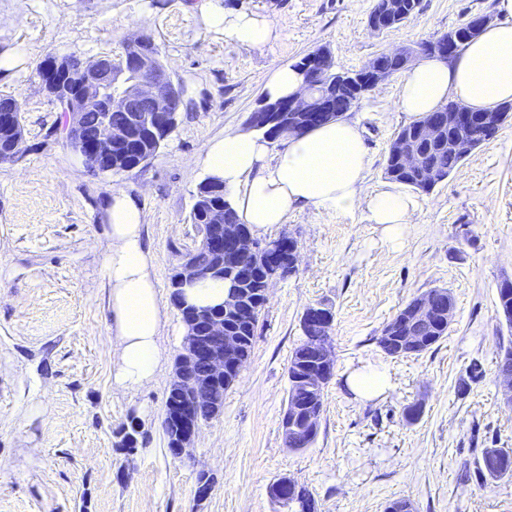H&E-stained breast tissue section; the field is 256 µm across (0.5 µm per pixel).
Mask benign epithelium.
Masks as SVG:
<instances>
[{"mask_svg":"<svg viewBox=\"0 0 512 512\" xmlns=\"http://www.w3.org/2000/svg\"><path fill=\"white\" fill-rule=\"evenodd\" d=\"M122 69L135 70L138 79L123 86L120 94L112 95L108 93V88L115 84V78L112 59L107 56L81 63L83 80L78 91L71 89L68 82V60L55 58L52 63L41 66L44 88L58 95L62 101L69 138L72 139L78 134L84 113L92 110L102 112L99 138L83 154L85 165L92 173L108 172L124 159V155L117 156L113 153V147L123 143L126 135L122 129L112 126L111 112L138 114V126L157 138L170 132L182 99L179 85L174 83L159 61L154 47L147 45L145 40L141 39L130 45L122 62ZM305 72V93L291 104L292 111L286 112L281 103L264 98L259 107L249 114L247 126L258 130L267 125H276L283 131L292 132L297 118H308L327 108L329 99L325 92L317 90L316 75L320 74V70L309 65ZM0 126L15 132L9 155L12 160L19 155L24 142L22 124L17 117L10 114L0 117ZM391 150L406 168L422 170L425 182L432 183L437 180V173L423 169L418 150L405 140H394ZM211 221L204 243L211 251L224 256L226 265L230 267L224 275V282L228 285V297L219 316L209 310L199 309L182 313L186 334L169 386L190 390L191 395L196 397V402L175 403L169 407L168 420L174 424L176 430L172 454L177 458L191 456V448L200 430L198 417L194 414L197 402L205 399L209 405L218 406V400L211 395L210 385L224 378L227 372L240 373L245 363V358L241 357L239 339L226 334L224 329V319L238 318L249 313L244 307L239 288V281L244 277L245 271L241 259L261 265L266 272L264 287L257 298L258 306L262 307L266 303L272 283L294 273L298 256V242L289 233L281 234L282 247L271 252L268 247L251 237L247 226L224 223V214H212ZM200 275L201 270L187 252L172 276L173 288L178 289L191 283L199 279ZM432 302V296L424 295L405 308L402 318L403 335L399 339L405 353L417 354L425 348L427 337L424 336V327L434 315ZM332 323L333 313L322 306L306 308L301 317L302 330L317 327L322 331L321 340L314 345L315 376L320 380L331 377L334 370L335 355L329 336ZM195 364L203 365V374L194 375L190 372ZM269 494L283 507L296 502L303 512L308 510L299 485L287 476L275 480L270 486Z\"/></svg>","mask_w":512,"mask_h":512,"instance_id":"benign-epithelium-1","label":"benign epithelium"}]
</instances>
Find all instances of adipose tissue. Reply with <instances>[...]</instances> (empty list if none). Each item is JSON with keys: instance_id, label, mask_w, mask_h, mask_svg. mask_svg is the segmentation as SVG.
Instances as JSON below:
<instances>
[{"instance_id": "1", "label": "adipose tissue", "mask_w": 512, "mask_h": 512, "mask_svg": "<svg viewBox=\"0 0 512 512\" xmlns=\"http://www.w3.org/2000/svg\"><path fill=\"white\" fill-rule=\"evenodd\" d=\"M501 19L469 42L454 60L426 57L409 66L399 83L398 111L419 120L448 100L473 108L512 102V0H498ZM208 26L235 42L262 47L276 36L265 15L230 11L222 0H209ZM202 178L224 186L242 223L264 231L285 224L291 211L331 209L343 215L365 210L378 225L388 248L399 249L419 203L411 195L381 190L365 193L368 159L356 121L337 119L288 137L273 150L262 134L233 129L209 141L198 161ZM111 246L106 259L112 335L114 384L137 389L157 375L162 359L159 336L162 306L143 239L144 213L123 190L106 203ZM347 386L367 400L391 386L384 367L371 364L350 370Z\"/></svg>"}]
</instances>
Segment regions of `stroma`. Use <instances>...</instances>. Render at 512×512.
Here are the masks:
<instances>
[{
	"label": "stroma",
	"instance_id": "stroma-1",
	"mask_svg": "<svg viewBox=\"0 0 512 512\" xmlns=\"http://www.w3.org/2000/svg\"><path fill=\"white\" fill-rule=\"evenodd\" d=\"M272 19L276 38L253 48L211 31L203 0H0V54L25 62L0 75V97L22 107L25 141L0 162V512H286L269 495L289 476L310 489L317 512H512V478L477 472L487 448H512V407L501 398L498 361L512 329L496 316L497 288L512 279V119L430 192L401 250L383 245L364 212L289 213L281 232L299 242L295 273L273 282L254 346L222 413L204 422L191 458L174 457L162 431L174 361L185 335L170 277L199 237L189 220L201 181L194 161L225 130L241 129L271 71L327 47L356 69L400 46L433 40L496 0H421L399 28L373 32L375 0H223ZM150 36L187 110L157 155L130 172L91 173L63 138V114L41 87L50 57L111 55ZM398 77L367 92L348 114L369 157L368 191L384 176L395 133ZM136 198L163 305L158 375L135 390L115 387L112 317L105 278L110 246L103 207L113 189ZM454 299L448 334L399 358L378 345L383 327L417 294ZM332 310L334 375L324 389L315 443L286 447L280 429L288 365L304 310ZM384 365L391 387L355 401L344 378ZM420 404L418 420L405 407ZM138 422L135 449L123 432ZM208 496L195 494L200 473Z\"/></svg>",
	"mask_w": 512,
	"mask_h": 512
}]
</instances>
